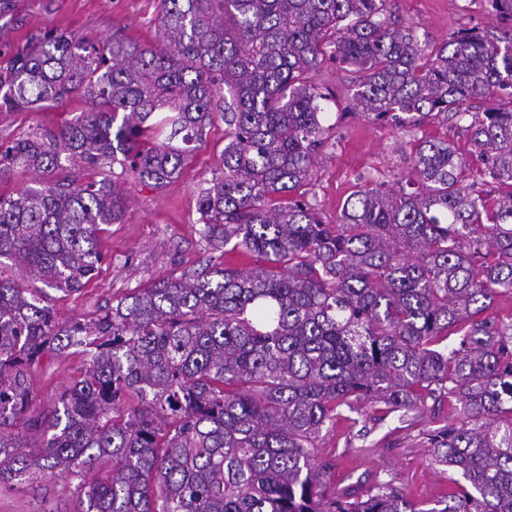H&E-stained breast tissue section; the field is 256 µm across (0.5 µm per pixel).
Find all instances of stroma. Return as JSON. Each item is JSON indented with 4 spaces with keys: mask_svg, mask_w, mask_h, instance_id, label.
Instances as JSON below:
<instances>
[{
    "mask_svg": "<svg viewBox=\"0 0 512 512\" xmlns=\"http://www.w3.org/2000/svg\"><path fill=\"white\" fill-rule=\"evenodd\" d=\"M161 10V0H0V79L9 76L18 56L33 42L60 32L91 42L117 33L153 45ZM387 11L412 24L420 41L432 44L461 28L493 25L485 0H387ZM311 79L328 96L322 107L329 131L317 155L307 198L325 221L335 219L339 206L357 187L394 184L408 168L416 139L431 136L461 147L466 144L453 120L436 118L418 128L371 122L349 100L355 74L336 62L323 60ZM86 108V101L76 97L52 107L0 111V144L57 129ZM226 131L224 113L214 107L178 178L161 187L126 179L128 209L121 223L106 225L101 234L106 260L97 279L76 293L45 291L59 321L99 314L108 302L133 289L209 262L239 268L254 265L249 255L226 256L208 249L198 233V191L220 171ZM86 367L82 355L64 353L32 370V416L50 417L58 392L79 380ZM321 453L332 461L326 474L330 491L359 492L390 482L426 512L441 507L444 495L461 477L433 461L421 426L402 423L398 414L386 416L371 405L338 419L322 438ZM77 500L74 482L64 477L0 486V512H75Z\"/></svg>",
    "mask_w": 512,
    "mask_h": 512,
    "instance_id": "stroma-1",
    "label": "stroma"
}]
</instances>
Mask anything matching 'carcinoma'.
<instances>
[{"instance_id": "cac0c4a2", "label": "carcinoma", "mask_w": 512, "mask_h": 512, "mask_svg": "<svg viewBox=\"0 0 512 512\" xmlns=\"http://www.w3.org/2000/svg\"><path fill=\"white\" fill-rule=\"evenodd\" d=\"M486 2L498 33L431 46L386 0H162L155 47L60 33L20 55L1 110L78 93L91 108L0 146V182L17 166L45 178L0 194V260L81 290L127 196L56 171L118 164L163 186L222 93L224 167L198 194V233L259 265H206L64 324L0 276V484L65 476L79 512H512V315L488 314L512 295V107H465L512 100V0ZM327 55L358 74L365 117L464 121L468 153L420 138L395 186H360L325 221L300 189L325 142L310 73ZM473 161L491 190L468 182ZM72 348L88 367L31 445L29 371ZM430 401L451 412L429 452L465 480L445 507L388 482L329 492L320 438L342 407L422 414Z\"/></svg>"}]
</instances>
